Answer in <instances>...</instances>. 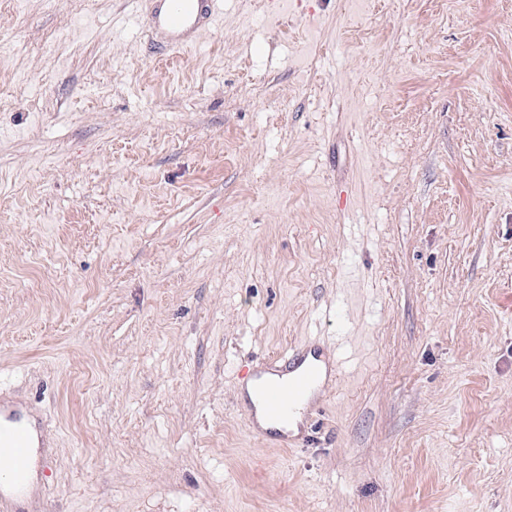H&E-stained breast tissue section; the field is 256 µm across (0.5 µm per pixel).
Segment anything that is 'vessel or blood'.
Returning <instances> with one entry per match:
<instances>
[{"label": "vessel or blood", "mask_w": 512, "mask_h": 512, "mask_svg": "<svg viewBox=\"0 0 512 512\" xmlns=\"http://www.w3.org/2000/svg\"><path fill=\"white\" fill-rule=\"evenodd\" d=\"M147 21L160 49L168 54L186 49L207 31L221 0H145ZM326 357L309 346L292 349L280 360V378L257 385L255 395L265 416L276 422L266 438L288 447L297 441L290 426L299 407L310 401L321 379ZM36 418L14 402L0 397V474L12 483L28 477L31 449L41 447Z\"/></svg>", "instance_id": "b4317fda"}]
</instances>
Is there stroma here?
I'll return each mask as SVG.
<instances>
[{
  "instance_id": "obj_1",
  "label": "stroma",
  "mask_w": 512,
  "mask_h": 512,
  "mask_svg": "<svg viewBox=\"0 0 512 512\" xmlns=\"http://www.w3.org/2000/svg\"><path fill=\"white\" fill-rule=\"evenodd\" d=\"M0 0L19 512H512V0ZM336 363L307 446L240 370ZM147 21L158 36L159 48L167 53L181 51L196 43L207 31L221 0H144Z\"/></svg>"
}]
</instances>
